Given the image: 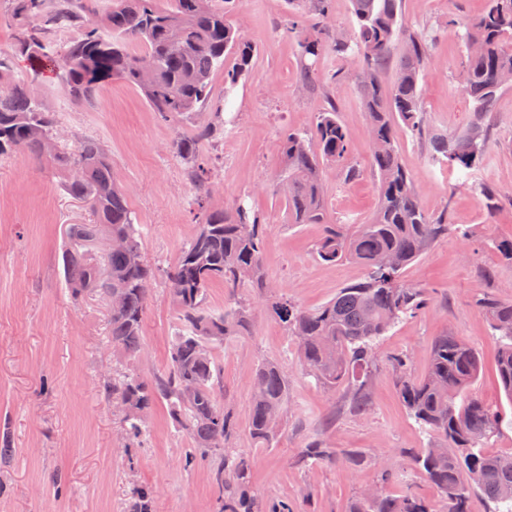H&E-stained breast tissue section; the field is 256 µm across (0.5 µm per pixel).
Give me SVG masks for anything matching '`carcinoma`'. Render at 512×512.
Segmentation results:
<instances>
[{
    "label": "carcinoma",
    "mask_w": 512,
    "mask_h": 512,
    "mask_svg": "<svg viewBox=\"0 0 512 512\" xmlns=\"http://www.w3.org/2000/svg\"><path fill=\"white\" fill-rule=\"evenodd\" d=\"M11 15L24 21L10 56H0V159L29 151L46 159L63 174L62 187L85 203L89 224H70L62 252L64 277L76 296L94 292L113 296L108 336L118 355L132 359L143 350L144 313L156 269L143 254L139 225L126 195L112 176V162L96 140L76 150L58 145L57 119L25 83L10 80L17 56L39 60L62 71L64 87L75 99L99 85L120 78L135 85L163 119L187 118L208 95L212 73L224 68V99L246 75L256 46L224 20V9L214 0H112V9L95 21L87 16L85 0H10ZM352 34L344 36L328 25L331 0H289L293 6L286 33L297 39L300 66L306 80L317 78V61L327 52L341 59L357 58L355 77L372 146V166L378 178V205L367 224L353 233L342 224L326 226L315 248L325 263L351 261L366 269L364 280L346 286L336 297L313 310L288 299L275 303V312L299 345L301 367L326 389L348 387L363 407L362 396L376 366L374 342L401 319L426 303L423 287H409L404 269L435 241L455 232L471 234L448 223L447 214L432 216L421 206L418 192L400 163L394 127L400 122L413 135L424 132L419 79L429 58L434 30L411 31L404 23L401 0H350ZM78 27L77 40L57 55L45 52L47 26ZM106 28L110 37L99 35ZM467 48L462 91L472 103L473 119L461 134L430 136L433 162L469 175L482 162L487 137L485 121L493 111L501 82L512 78V0H488L478 17L459 24ZM231 66H224L226 59ZM153 63L151 75L141 74L142 61ZM393 71L390 85L383 83ZM224 136V115L210 113L209 121L192 137H177L171 150L178 155L201 193H208L204 169L198 163L199 144ZM349 133L336 109L319 115L311 134L287 133L281 142L284 167L286 222L320 224L325 197L322 166L347 160ZM199 230L186 243L169 274L170 294L178 312L179 328L169 348L168 373L148 383L134 374L112 378L105 387L120 404L128 445L144 430L147 412L157 398L168 402L177 427L195 448L218 460L214 480L224 491L222 512H290L286 505L263 509L248 493L249 462L231 453L225 443L232 422L217 398L220 369L210 345L245 329L251 306L243 292L268 287L263 246L268 232L265 218L238 201L232 208L207 210L199 205ZM111 235L122 240L112 251L96 248ZM221 281L231 292L234 309L212 314L206 307L210 283ZM490 327L500 336L497 374L506 400L512 405V302L485 295L479 299ZM407 356L394 359L399 372L400 397L410 416L425 431L441 437L438 446L410 455V465L422 471L435 487L443 512H469L471 494H480L490 512H512V453L495 454L486 444L503 424L500 411L474 396L481 364L475 350L455 336L436 339L427 373L415 380L406 376ZM288 403V380L272 361L261 363L252 380L249 434L270 446ZM332 451L312 443L296 460L298 465L325 463ZM128 512H152L150 493L130 489ZM350 512H435L415 494L368 499L354 498Z\"/></svg>",
    "instance_id": "carcinoma-1"
}]
</instances>
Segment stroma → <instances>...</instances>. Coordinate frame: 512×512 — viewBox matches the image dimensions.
I'll return each instance as SVG.
<instances>
[{
	"label": "stroma",
	"instance_id": "1",
	"mask_svg": "<svg viewBox=\"0 0 512 512\" xmlns=\"http://www.w3.org/2000/svg\"><path fill=\"white\" fill-rule=\"evenodd\" d=\"M486 5L487 0H402L412 29L439 31L420 81L427 132L457 134L470 123L461 87L467 56L456 25ZM289 15L288 0H233L227 6L226 20L256 46L252 67L229 103L224 72L214 71L209 100L187 120H163L137 87L117 78L91 97L75 99L59 73L16 58L14 76L28 81L55 112L62 144L73 150L94 139L106 146L114 178L141 227L144 255L159 275L145 310L143 350L135 359H121L108 340L105 301L72 295L63 276L66 227L88 223V209L65 194L50 165L29 156L0 160V436L12 448L8 457L0 456V512H125L134 482L151 490L156 512H217L216 460L191 455L192 444L170 420L167 402L155 401L138 447L128 449L120 414L102 393L116 369L146 380L167 373L168 347L178 328L167 275L198 231L200 207L221 210L247 198L269 223L263 261L274 293L304 309L323 305L365 276L359 264L315 258L323 225L285 221L281 140L293 130H313L318 114L331 108L349 132L348 161L359 175L348 182L341 165L324 164L328 222L355 228L370 220L378 201L358 87L332 80L340 63L331 53L319 80L305 83L299 46L284 32ZM213 112L223 113L226 124L222 139L199 145L210 185L201 203L170 144L193 135ZM397 135L400 161L423 208L434 215L447 212L449 223L473 235L441 238L408 266L406 281L429 288L431 297L415 317L379 340L364 413L353 411L349 392L320 388L303 373L297 342L267 299H252L246 333L212 344L222 375L219 400L233 423L228 446L250 462L249 491L260 502L282 500L294 512H350L353 498L376 485L384 466L398 473L386 487L390 494L409 491L437 501L435 488L409 462V453L426 447L429 438L399 397L390 359L407 356V375L422 377L434 338L446 333L478 352L482 371L473 391L505 416L488 451H512V405L496 372L499 340L476 304L485 294L512 301V264L489 246L490 240L512 238V85L502 89L490 114L485 156L469 180L432 163L427 140L403 129ZM475 183L498 194L495 210H487L472 191ZM268 360L288 378L287 419L276 442L261 447L249 437L247 423L251 381ZM313 441L332 448L335 460L293 465V457ZM357 451L368 461L354 468L347 457Z\"/></svg>",
	"mask_w": 512,
	"mask_h": 512
}]
</instances>
